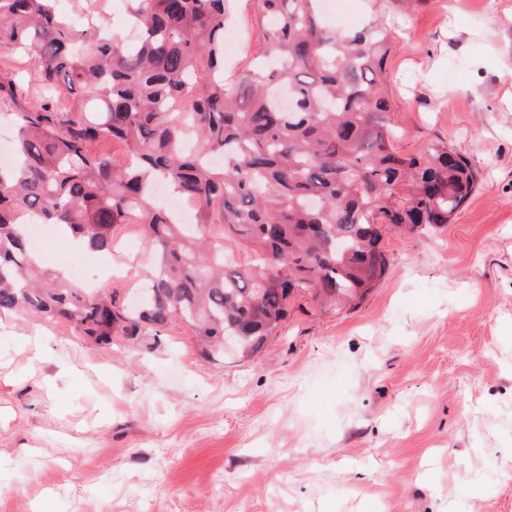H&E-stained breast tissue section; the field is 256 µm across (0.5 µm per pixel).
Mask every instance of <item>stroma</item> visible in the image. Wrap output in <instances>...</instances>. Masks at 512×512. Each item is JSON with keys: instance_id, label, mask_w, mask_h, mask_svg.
Masks as SVG:
<instances>
[{"instance_id": "1", "label": "stroma", "mask_w": 512, "mask_h": 512, "mask_svg": "<svg viewBox=\"0 0 512 512\" xmlns=\"http://www.w3.org/2000/svg\"><path fill=\"white\" fill-rule=\"evenodd\" d=\"M383 17L399 150L443 140L480 183L434 236L389 226V271L357 306L296 299L253 356L204 352L183 323L100 346L69 324L0 315V512H512V0H342ZM131 36V0H64ZM267 49L254 0H230ZM40 90V59L0 48ZM135 226L83 282L136 303Z\"/></svg>"}]
</instances>
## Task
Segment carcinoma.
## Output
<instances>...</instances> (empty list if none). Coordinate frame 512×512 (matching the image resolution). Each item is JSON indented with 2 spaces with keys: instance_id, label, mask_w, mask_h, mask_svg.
Returning <instances> with one entry per match:
<instances>
[{
  "instance_id": "1",
  "label": "carcinoma",
  "mask_w": 512,
  "mask_h": 512,
  "mask_svg": "<svg viewBox=\"0 0 512 512\" xmlns=\"http://www.w3.org/2000/svg\"><path fill=\"white\" fill-rule=\"evenodd\" d=\"M130 47L93 15L76 27L56 0H0V47L34 51L39 81L71 99L35 101L0 78L15 160L0 165V313L62 320L98 344L185 322L219 355L278 335L294 293L355 305L381 281V226L434 234L479 172L442 140L396 150L383 23L330 25L320 0H257L275 68L224 78L225 0H131ZM120 141L116 165L97 149ZM197 204L193 235L155 184ZM112 250L126 224L153 253L147 299L129 308L41 269L29 217ZM255 254L224 258V245Z\"/></svg>"
}]
</instances>
